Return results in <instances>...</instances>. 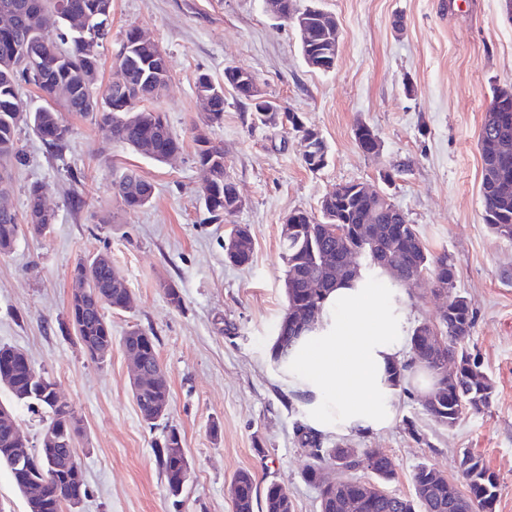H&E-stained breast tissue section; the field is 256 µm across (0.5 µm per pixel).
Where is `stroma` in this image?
Segmentation results:
<instances>
[{"label":"stroma","mask_w":512,"mask_h":512,"mask_svg":"<svg viewBox=\"0 0 512 512\" xmlns=\"http://www.w3.org/2000/svg\"><path fill=\"white\" fill-rule=\"evenodd\" d=\"M318 4L340 30L328 72L305 64L295 29L267 14L261 0H112L100 81L108 83L128 28L158 41L171 78L154 107L183 143L171 160L160 163L113 142L88 117L67 115L72 135L59 152L32 126L17 129L23 159L0 204L24 215L28 188L40 184L55 222L0 254V345L24 351L82 421L76 449L88 495L79 512H233L229 485L240 470L252 473L258 491L272 483L285 488L294 512H319V491L302 477L309 457L296 428L305 414L270 348L287 308L283 221L297 210L320 215L322 199L347 182L384 192L428 249L455 265V288L476 310L468 347L495 386L488 410L465 414L451 428L437 425L422 392L407 387L394 426L355 440V447L392 456L387 488L403 496L413 495L418 466L452 479L461 453L471 451L500 479L495 512H512V239L483 222L478 149L493 90L512 89V20L504 0ZM229 66L251 72L264 96L319 132L329 159L309 170L300 137L281 123L257 121L225 88L224 122L211 136L224 147L245 205L215 221L199 197L205 173L194 157L201 113L195 82L206 74L223 85ZM360 125L378 137V154L357 146ZM126 170L154 187L150 204L136 211L112 192L113 179ZM236 224L248 225L252 236L246 266L224 254ZM102 252L124 277L134 306L106 310L112 353L98 364L72 329L69 300L75 263ZM168 284L180 304L170 303ZM447 302L430 281L410 288V324L437 323ZM134 328L155 336L170 387L169 410L153 427L135 404L122 346ZM172 427L191 463V480L176 499L154 453Z\"/></svg>","instance_id":"stroma-1"}]
</instances>
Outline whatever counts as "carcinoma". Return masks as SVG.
Segmentation results:
<instances>
[{"mask_svg": "<svg viewBox=\"0 0 512 512\" xmlns=\"http://www.w3.org/2000/svg\"><path fill=\"white\" fill-rule=\"evenodd\" d=\"M112 0H0V14L9 13L14 23L0 27V195L11 187L13 162L20 160L17 145V127L20 123L33 126L44 144L56 151L63 150L72 129L61 113L52 106L26 110L19 97V85L24 81L33 85L45 101L56 98L57 90L67 89L63 109L80 116L92 115L98 129L112 141L128 146L136 153L155 161H163L169 153L182 150V142L172 132L161 112H121L124 101L153 102L161 97L170 80L166 53L137 36L138 28L125 31L115 56L123 57L120 74L104 87L98 85L101 54L87 47V39H96L102 47L110 33V15L83 34L71 28L70 20L91 16L105 8L111 9ZM198 96L207 105L201 124L194 127L195 159L211 170V185L201 190L200 198L211 218L220 220L233 215L228 210L237 194V186L226 171L224 148L201 130H208L224 122V96L212 94V82L207 75H199L195 84ZM482 159L481 194L483 220L493 233L512 239V193L498 187L499 181L512 175V116L488 112L480 134ZM113 193L129 210L144 207L154 195L151 183L133 172H125L112 181ZM45 188L33 185L26 200L24 222L16 213L0 209V253L10 252L24 234L41 236L54 223V213L44 207ZM322 219L305 211L297 212L298 222L288 238L282 240L285 261L284 289L287 306L303 309L319 318L326 296L351 276L334 265L336 252L342 248L336 241L334 226L344 228L347 243L360 254L365 278L387 275L400 288H410L429 278L432 283L447 286L448 306L439 320L443 349L435 347L430 336L423 333L424 324L411 330V361L395 367L394 375L403 381V372L414 366L424 367L437 378V384L424 404L428 415L440 426L450 428L470 412L488 409L495 393L491 378L483 371L479 360L468 351L467 344L475 322L471 300L455 289L456 270L445 253L435 255L423 243L415 225L388 196L367 197L347 183L335 190L321 204ZM239 248L236 264L245 265L252 256V241L247 228L236 229ZM75 288L69 309L76 335L88 339L87 352L94 362H100L97 349L112 343V325L104 310L125 311L131 304V292L112 262L96 259L78 261L73 269ZM312 327L297 332L279 322L271 346V358L276 364L288 361V355ZM143 368L153 371L160 367L155 341L142 345ZM11 387L9 393L16 403L37 404L47 413L46 422L62 431L66 438H77L82 432L81 420L68 405L51 398V378L39 385L32 380L31 369L23 357L10 363ZM132 394L142 420L154 425L163 419L153 415L155 405L170 398L165 377L135 382ZM7 414L0 415V466L14 471L13 407L0 404ZM298 441L307 449L310 462L303 472L305 482L318 485L322 466L330 459L350 452V461L343 471L352 477L339 480L319 493L320 512H494L501 486L497 474L484 460L465 451L459 461L461 481L449 479L427 465L419 466L412 477L414 494L410 497L389 492L386 484L395 475V464L384 452L359 449L351 444L338 443L323 447L319 435L306 427L298 428ZM183 447L180 433L169 430L163 443L155 449L162 469L167 492L179 497V488L173 479L185 465L184 458L172 449ZM45 491L43 512H64L71 507V499L87 492V485L75 480L62 465L48 470L40 457L31 458ZM368 471L373 481L355 476ZM239 488L233 498L234 512H254L256 487L253 475L239 471L232 480ZM286 494L282 487L272 483L264 494L265 512H286L293 505L283 507Z\"/></svg>", "mask_w": 512, "mask_h": 512, "instance_id": "obj_1", "label": "carcinoma"}]
</instances>
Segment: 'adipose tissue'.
<instances>
[{"label": "adipose tissue", "mask_w": 512, "mask_h": 512, "mask_svg": "<svg viewBox=\"0 0 512 512\" xmlns=\"http://www.w3.org/2000/svg\"><path fill=\"white\" fill-rule=\"evenodd\" d=\"M409 339L407 292L389 278L334 289L282 368L312 429L366 438L390 428L400 393L390 371Z\"/></svg>", "instance_id": "ef3b65f1"}]
</instances>
